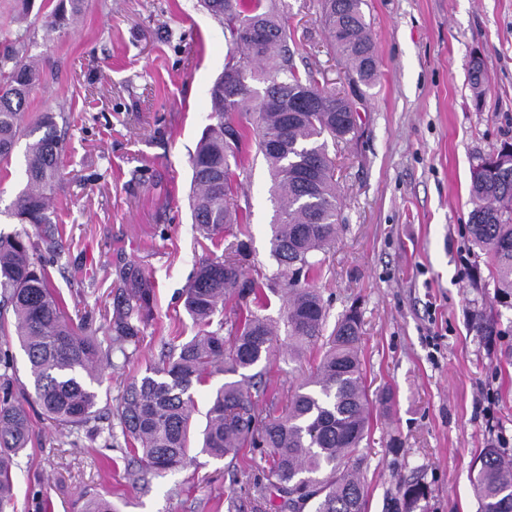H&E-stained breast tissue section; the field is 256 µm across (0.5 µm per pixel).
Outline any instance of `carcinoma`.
Here are the masks:
<instances>
[{
	"instance_id": "obj_1",
	"label": "carcinoma",
	"mask_w": 512,
	"mask_h": 512,
	"mask_svg": "<svg viewBox=\"0 0 512 512\" xmlns=\"http://www.w3.org/2000/svg\"><path fill=\"white\" fill-rule=\"evenodd\" d=\"M364 0H320L329 42L345 63L352 86L370 85L377 58ZM46 34L75 25L83 0H48ZM224 26L230 48L224 69L243 76L236 93H224V76L210 89V123L192 157V217L207 239L230 228L246 235L247 211L238 203L237 172L246 169L248 149L256 142L271 175L276 210L271 224V254L278 271L263 281L245 276L248 244L230 245L224 257L200 262L185 290L184 307L200 331L170 344L161 364L129 379L113 411L115 423L96 427L89 438L104 437L114 447L122 436L125 453L145 474L162 475L189 460L190 445L214 459L247 446L268 450L266 479L288 497L291 512H368L361 480L360 444L371 425L374 404L387 406L388 390L372 398L361 360V318L352 309L324 335L326 310L313 286L336 242L341 208L336 192L335 159L327 139L339 144L357 131V108L347 94L325 87L312 71L295 64L284 8L276 0H197ZM0 164L9 163L20 139L25 147L26 185L12 202L21 229L0 233V305L11 307L14 333L27 356L36 400L57 425L78 432L99 419L101 364L112 352L138 343L139 323L150 316L154 288L145 277H122V289L103 342L67 314L51 285L48 264L62 252V234L53 221L51 190L59 180L64 154L56 114L43 112L24 123L30 97L43 72L29 54L28 32L0 38ZM487 77L480 61L469 71L475 99ZM288 99V109L267 107L266 96ZM473 208L468 232L488 252L497 294L512 298V143L483 158L473 170ZM35 233H30L28 227ZM280 294L288 349L296 355L320 352L309 376L291 391L281 408H261L240 381L216 390L205 422L193 431L195 404L190 390L213 373L249 370L268 359L275 338L261 314L269 294ZM251 299L238 323L223 334L227 302ZM14 357L0 348V512L15 498V468L32 441L33 424L17 397ZM119 431H114V428ZM472 488L482 512H512V460L486 448ZM423 496L417 484L393 500L394 512H412Z\"/></svg>"
}]
</instances>
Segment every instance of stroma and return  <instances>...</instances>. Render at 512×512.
Instances as JSON below:
<instances>
[{
	"label": "stroma",
	"mask_w": 512,
	"mask_h": 512,
	"mask_svg": "<svg viewBox=\"0 0 512 512\" xmlns=\"http://www.w3.org/2000/svg\"><path fill=\"white\" fill-rule=\"evenodd\" d=\"M196 0H86L76 26L36 29L31 54L45 80L29 116L62 113L64 167L55 189L64 253L51 283L68 312L108 334L120 275L150 277L155 301L142 339L114 352L99 406L111 411L129 377L157 364L171 337L198 328L184 309L197 264L222 256L233 236L201 244L189 208L191 157L208 123L210 87L228 42ZM285 22L301 49L298 68L328 89L348 90L329 45L318 0H285ZM378 59L360 87L355 136L329 146L342 222L317 280L327 328L357 308L370 392L390 389V411L374 407L362 441L369 512H387L408 483L426 495L413 512H480L471 481L483 448L512 459V307L496 297L488 258L467 231L471 174L480 158L512 142V0H365ZM487 74L484 104L468 83L473 58ZM24 144L0 167V232L18 223L9 207L25 184ZM249 212L250 274L273 275L275 204L257 146L239 176ZM313 353L291 355L278 331L260 403L285 405L308 375ZM30 414L34 435L15 473L14 512H82L90 494L113 512H289L269 487L265 449L139 477L121 449L72 445Z\"/></svg>",
	"instance_id": "1"
}]
</instances>
